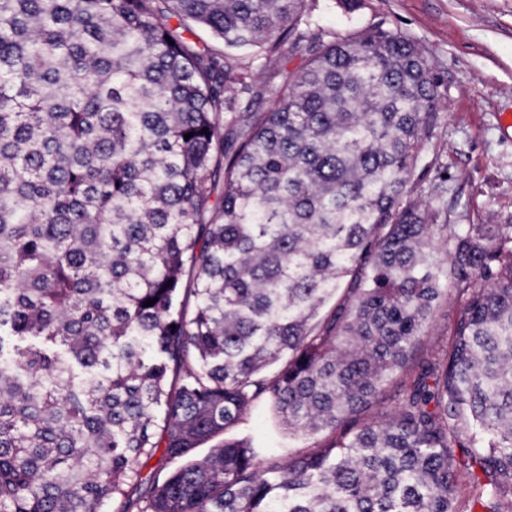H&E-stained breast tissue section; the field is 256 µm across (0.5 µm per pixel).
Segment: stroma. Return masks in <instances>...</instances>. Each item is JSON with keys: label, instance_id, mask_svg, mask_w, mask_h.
<instances>
[{"label": "stroma", "instance_id": "obj_1", "mask_svg": "<svg viewBox=\"0 0 512 512\" xmlns=\"http://www.w3.org/2000/svg\"><path fill=\"white\" fill-rule=\"evenodd\" d=\"M339 32L384 22L421 41L445 102L431 150L448 172L431 204L441 224H512V0H316Z\"/></svg>", "mask_w": 512, "mask_h": 512}]
</instances>
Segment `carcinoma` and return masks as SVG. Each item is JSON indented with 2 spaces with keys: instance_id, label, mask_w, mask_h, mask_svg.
I'll list each match as a JSON object with an SVG mask.
<instances>
[{
  "instance_id": "obj_1",
  "label": "carcinoma",
  "mask_w": 512,
  "mask_h": 512,
  "mask_svg": "<svg viewBox=\"0 0 512 512\" xmlns=\"http://www.w3.org/2000/svg\"><path fill=\"white\" fill-rule=\"evenodd\" d=\"M308 11L0 0V512H512V224L436 259L428 50ZM191 32H184L185 40L191 42L196 50L204 51L206 49L222 50L223 44L221 41L215 39L211 33L194 23H190ZM460 303V300L454 294L449 295L448 302L443 303L435 312L433 321L427 330L424 340L426 346L441 357L448 353L452 324ZM241 431L261 447L275 448L283 442L288 443V434L282 430H275L267 411L262 408L251 413Z\"/></svg>"
}]
</instances>
